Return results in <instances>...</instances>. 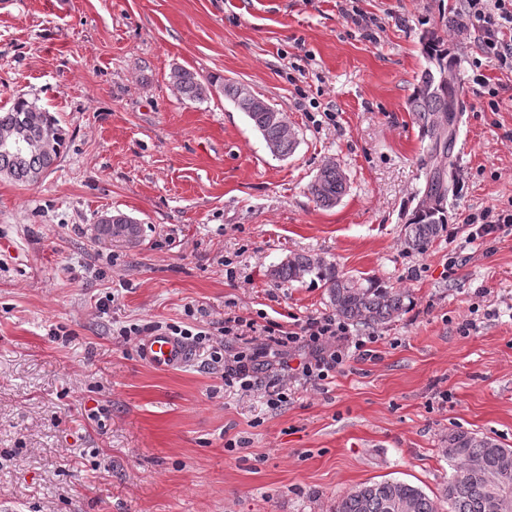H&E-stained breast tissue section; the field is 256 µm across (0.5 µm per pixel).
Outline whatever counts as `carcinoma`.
<instances>
[{
  "label": "carcinoma",
  "mask_w": 512,
  "mask_h": 512,
  "mask_svg": "<svg viewBox=\"0 0 512 512\" xmlns=\"http://www.w3.org/2000/svg\"><path fill=\"white\" fill-rule=\"evenodd\" d=\"M424 53L426 66L418 76L408 110L415 116L422 138L428 141L432 164L426 168L424 191L436 204L428 208L416 205L404 225L405 244L415 251L425 249L443 230L442 206L455 186L444 160L449 158L457 121L463 112L461 79L448 62V50L439 39L431 37L424 43ZM170 79L186 100L201 102L215 93L232 100L253 122L266 144L275 146L273 156L284 158L294 151L296 138L286 115L246 87L219 79L203 82L196 73L182 67L174 68ZM4 139L22 141L24 149L19 153L0 150V178L30 186L39 183V175L63 155L69 133L51 113L20 97L0 112V141ZM346 190L343 172L327 166L308 186V192L323 207L336 205ZM97 232L115 242L135 244L140 230L130 217L116 214L112 224H99ZM312 274L323 282L336 314L355 325H382L404 311L402 293L384 288L369 277L350 275L319 256L298 254L283 261L273 276L281 282H301ZM448 459L457 463L456 474L443 491L448 512H488L490 473L496 475L501 495L512 504V448L489 437L450 431ZM397 503L406 504L407 509L398 510ZM335 512H440V507L419 488L388 479L364 483L339 496Z\"/></svg>",
  "instance_id": "1"
}]
</instances>
